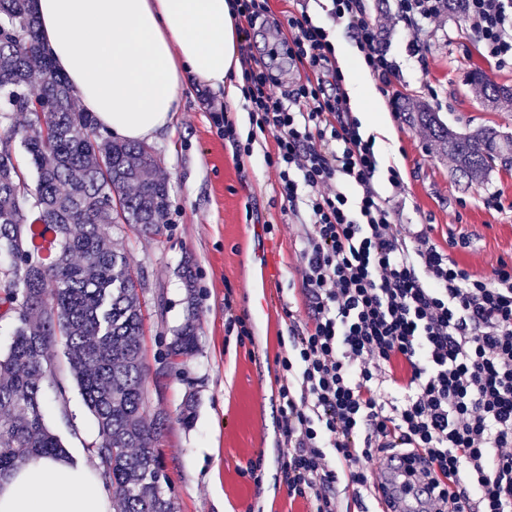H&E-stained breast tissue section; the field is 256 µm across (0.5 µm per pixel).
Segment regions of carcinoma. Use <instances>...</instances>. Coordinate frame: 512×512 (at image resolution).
<instances>
[{
    "instance_id": "1",
    "label": "carcinoma",
    "mask_w": 512,
    "mask_h": 512,
    "mask_svg": "<svg viewBox=\"0 0 512 512\" xmlns=\"http://www.w3.org/2000/svg\"><path fill=\"white\" fill-rule=\"evenodd\" d=\"M471 82L488 105L512 104V87L480 73ZM456 171L471 182L512 167V135L493 126L449 127L428 106L406 104ZM28 116L20 147L34 187L14 158V113ZM170 210L153 148L114 140L82 111L54 68L32 0H0V320L16 324L0 359V481L32 456L57 457L44 384L64 343L70 372L97 425L92 451L108 460L112 512H177L164 488L156 442L166 418L145 412L142 359L145 278L112 230L158 235ZM198 347L193 297L166 343L176 360Z\"/></svg>"
}]
</instances>
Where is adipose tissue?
<instances>
[{
    "label": "adipose tissue",
    "mask_w": 512,
    "mask_h": 512,
    "mask_svg": "<svg viewBox=\"0 0 512 512\" xmlns=\"http://www.w3.org/2000/svg\"><path fill=\"white\" fill-rule=\"evenodd\" d=\"M42 42L100 129L150 140L177 108L186 80L241 96V35L232 0H34ZM351 105L390 136L373 81ZM112 491L86 466L32 457L0 481V512H111Z\"/></svg>",
    "instance_id": "ef3b65f1"
}]
</instances>
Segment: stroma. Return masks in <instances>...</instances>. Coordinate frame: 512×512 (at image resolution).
Listing matches in <instances>:
<instances>
[{
	"instance_id": "obj_1",
	"label": "stroma",
	"mask_w": 512,
	"mask_h": 512,
	"mask_svg": "<svg viewBox=\"0 0 512 512\" xmlns=\"http://www.w3.org/2000/svg\"><path fill=\"white\" fill-rule=\"evenodd\" d=\"M407 39L400 27L388 35L404 98L438 100L440 117L457 131L496 125L512 135V107L489 108L470 82L482 63L469 52L474 38L461 17L446 18L429 38V68L408 56ZM226 103L223 92L203 86L181 93L171 122L150 141L169 186L168 224L157 236L124 234L128 261L146 281V411L168 419L157 446L177 512H310V501L289 499L279 481L283 445L275 364L289 317L308 319L298 261L302 230L283 211L277 179L264 163L265 141H257L240 165L232 143L218 134L211 114ZM380 104L393 134L375 150L381 166L399 169L403 186L393 188L381 174L376 187L398 223L430 225L434 242L451 246L474 273L490 275L499 259L512 258V167H495L485 180L468 182L422 129L395 113L388 97ZM490 193L500 197L501 210L484 207ZM185 260L191 264L199 341L193 355L173 364L165 345L185 318ZM228 301L247 317L251 339L239 341L228 331ZM54 365L66 397L47 391L45 420L76 462L97 468L90 448L95 420L63 354H56ZM191 391L198 405L188 428L179 410ZM253 461L258 470L250 475L246 469Z\"/></svg>"
}]
</instances>
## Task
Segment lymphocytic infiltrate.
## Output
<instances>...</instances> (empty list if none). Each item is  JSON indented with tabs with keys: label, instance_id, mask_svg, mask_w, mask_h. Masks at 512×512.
Instances as JSON below:
<instances>
[{
	"label": "lymphocytic infiltrate",
	"instance_id": "obj_1",
	"mask_svg": "<svg viewBox=\"0 0 512 512\" xmlns=\"http://www.w3.org/2000/svg\"><path fill=\"white\" fill-rule=\"evenodd\" d=\"M285 20L268 0H233L245 30L266 25L307 63L308 75L282 92L262 62L245 64L247 135L232 113L216 112L218 133L236 156L258 137L290 214H305L301 287L308 320L289 323L276 358L279 431L286 449L280 481L312 512H339L338 483L354 501L374 486L366 461L398 450L424 459L437 494L418 512H512V263L479 276L433 242L428 225L397 223L374 186L380 163L363 136L327 30L294 0ZM369 72L389 91L398 77L385 41L404 26L412 56L435 32L448 0H396L367 14L363 0H331ZM463 17L490 70L512 69V0H464ZM407 367L397 376L395 362ZM389 386L391 405L377 399Z\"/></svg>",
	"mask_w": 512,
	"mask_h": 512
}]
</instances>
